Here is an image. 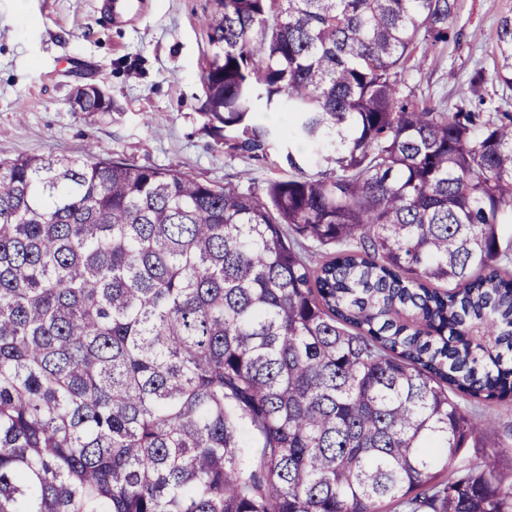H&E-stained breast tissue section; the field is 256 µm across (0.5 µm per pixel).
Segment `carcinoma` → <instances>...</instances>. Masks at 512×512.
Here are the masks:
<instances>
[{"label":"carcinoma","mask_w":512,"mask_h":512,"mask_svg":"<svg viewBox=\"0 0 512 512\" xmlns=\"http://www.w3.org/2000/svg\"><path fill=\"white\" fill-rule=\"evenodd\" d=\"M455 8L212 0L214 130L294 170L260 194L0 159V512H512L498 454L448 474L512 403V113L407 85Z\"/></svg>","instance_id":"1"}]
</instances>
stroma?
I'll return each instance as SVG.
<instances>
[{
    "label": "stroma",
    "instance_id": "obj_1",
    "mask_svg": "<svg viewBox=\"0 0 512 512\" xmlns=\"http://www.w3.org/2000/svg\"><path fill=\"white\" fill-rule=\"evenodd\" d=\"M102 0H0V158L78 155L102 146L137 166L260 189L279 171L259 153L229 148L203 109L211 0H141L106 25ZM512 0H457L454 37L433 49L408 85L416 98L455 105L474 69H493L498 22ZM98 85L108 112L74 109Z\"/></svg>",
    "mask_w": 512,
    "mask_h": 512
}]
</instances>
